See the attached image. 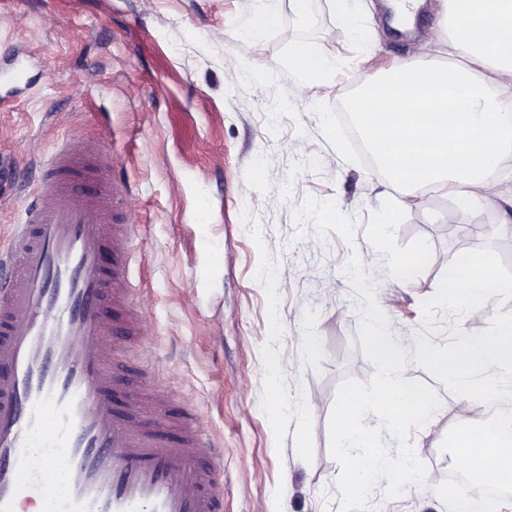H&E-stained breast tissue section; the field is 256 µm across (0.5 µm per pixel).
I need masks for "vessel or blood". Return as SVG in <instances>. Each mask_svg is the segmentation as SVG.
Here are the masks:
<instances>
[{
  "mask_svg": "<svg viewBox=\"0 0 512 512\" xmlns=\"http://www.w3.org/2000/svg\"><path fill=\"white\" fill-rule=\"evenodd\" d=\"M130 187L94 141L62 140L0 249V512H223L224 451L198 413L115 410L114 370L141 333Z\"/></svg>",
  "mask_w": 512,
  "mask_h": 512,
  "instance_id": "b4317fda",
  "label": "vessel or blood"
}]
</instances>
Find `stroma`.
Here are the masks:
<instances>
[{
    "label": "stroma",
    "mask_w": 512,
    "mask_h": 512,
    "mask_svg": "<svg viewBox=\"0 0 512 512\" xmlns=\"http://www.w3.org/2000/svg\"><path fill=\"white\" fill-rule=\"evenodd\" d=\"M240 2L0 0V59H24L32 78L20 92L0 88V241L57 140L108 142L139 226L131 276L145 328L134 363L159 372L145 392L160 386L169 402L200 405L202 430L224 450V512H339L336 392L375 372L345 274L358 256L408 357L403 378L441 401L410 437L425 485L389 498L378 482L370 506L450 512L434 492L454 464L441 443L489 406L461 408L415 364V337L426 332L423 302L457 255L489 248L512 269V179L493 178L491 206L463 214L448 194L410 193L373 172L336 120L356 79L459 59L441 25L445 4L423 0L416 36L400 38L383 23V0H358L353 28L330 0H310L304 13L257 0L253 15L268 20L255 31ZM302 46L329 57L330 70L299 78L292 58ZM420 249L421 262L396 277L394 260ZM500 312L512 304L490 300L459 321L438 313L429 339L446 345L455 325L480 333Z\"/></svg>",
    "instance_id": "35a3bbf8"
}]
</instances>
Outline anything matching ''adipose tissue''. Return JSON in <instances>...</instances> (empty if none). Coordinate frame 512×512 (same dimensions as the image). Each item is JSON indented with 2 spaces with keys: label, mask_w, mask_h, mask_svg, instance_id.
Wrapping results in <instances>:
<instances>
[{
  "label": "adipose tissue",
  "mask_w": 512,
  "mask_h": 512,
  "mask_svg": "<svg viewBox=\"0 0 512 512\" xmlns=\"http://www.w3.org/2000/svg\"><path fill=\"white\" fill-rule=\"evenodd\" d=\"M452 40L500 81L455 63L406 65L366 86L354 105L377 169L398 184L451 193L461 211L512 163V0H449Z\"/></svg>",
  "instance_id": "ef3b65f1"
}]
</instances>
